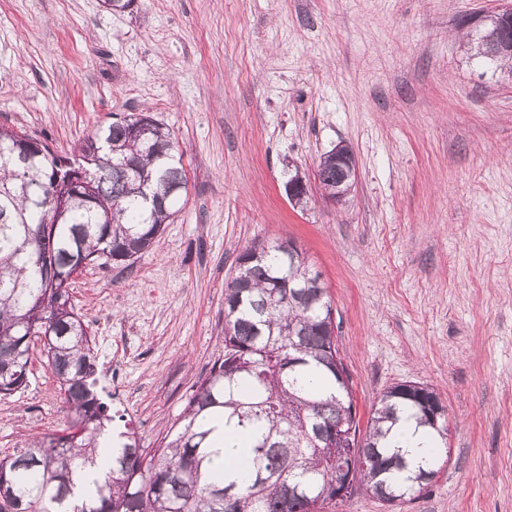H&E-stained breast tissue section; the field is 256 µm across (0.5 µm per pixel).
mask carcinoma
I'll return each mask as SVG.
<instances>
[{
  "label": "carcinoma",
  "instance_id": "obj_1",
  "mask_svg": "<svg viewBox=\"0 0 512 512\" xmlns=\"http://www.w3.org/2000/svg\"><path fill=\"white\" fill-rule=\"evenodd\" d=\"M512 25L490 19L477 56L511 62L502 44ZM93 172L83 187L58 180L70 161L23 131L0 127V396L26 386L30 351L43 347L68 420L67 431L29 440L0 457V512H322L337 484L391 506L428 486L435 465L405 477L386 438L409 411L441 439L422 401L429 386L405 381L385 390L361 435L352 465L343 433L359 432L350 377L338 355L335 312L319 276L290 240L256 242L238 254L224 288L223 350L196 387L179 425L149 451L130 437L101 480L76 490L73 465H93L112 423L95 391L97 356L75 311L72 276L100 260L134 263L150 250L187 189L178 144L148 113L97 129L79 146ZM339 171L326 154L317 178L332 193ZM249 433L250 469L210 481V419Z\"/></svg>",
  "mask_w": 512,
  "mask_h": 512
}]
</instances>
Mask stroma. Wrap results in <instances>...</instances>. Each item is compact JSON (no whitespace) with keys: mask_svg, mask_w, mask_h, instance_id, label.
<instances>
[{"mask_svg":"<svg viewBox=\"0 0 512 512\" xmlns=\"http://www.w3.org/2000/svg\"><path fill=\"white\" fill-rule=\"evenodd\" d=\"M504 2L0 0L1 126L70 157L148 112L182 154L187 192L152 248L71 279L115 429L159 446L222 349L240 250L289 239L331 299L361 421L403 381L448 409L422 494L323 512H512V67L482 65L457 24ZM340 142L357 180L337 205L315 170ZM30 370L0 397V456L66 425L40 347Z\"/></svg>","mask_w":512,"mask_h":512,"instance_id":"35a3bbf8","label":"stroma"}]
</instances>
